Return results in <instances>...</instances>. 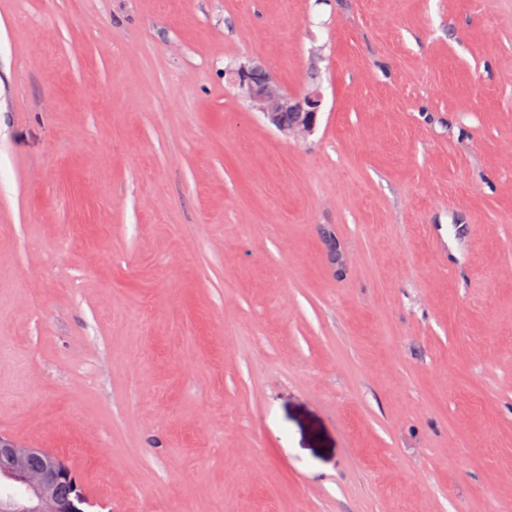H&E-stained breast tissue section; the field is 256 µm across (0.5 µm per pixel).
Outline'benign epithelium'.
Listing matches in <instances>:
<instances>
[{"label":"benign epithelium","mask_w":512,"mask_h":512,"mask_svg":"<svg viewBox=\"0 0 512 512\" xmlns=\"http://www.w3.org/2000/svg\"><path fill=\"white\" fill-rule=\"evenodd\" d=\"M233 81L277 131L287 136L314 131L321 106L318 94H289L258 61L233 71ZM0 486L19 490L7 497L0 512H82L84 495L69 466L6 434H0Z\"/></svg>","instance_id":"obj_1"}]
</instances>
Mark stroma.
<instances>
[{
	"label": "stroma",
	"instance_id": "1",
	"mask_svg": "<svg viewBox=\"0 0 512 512\" xmlns=\"http://www.w3.org/2000/svg\"><path fill=\"white\" fill-rule=\"evenodd\" d=\"M1 433L86 512H512V0H0ZM233 81L252 107L261 112L266 122L277 131L286 136L314 131L321 106L317 93L304 96L288 94L258 61L234 70Z\"/></svg>",
	"mask_w": 512,
	"mask_h": 512
}]
</instances>
